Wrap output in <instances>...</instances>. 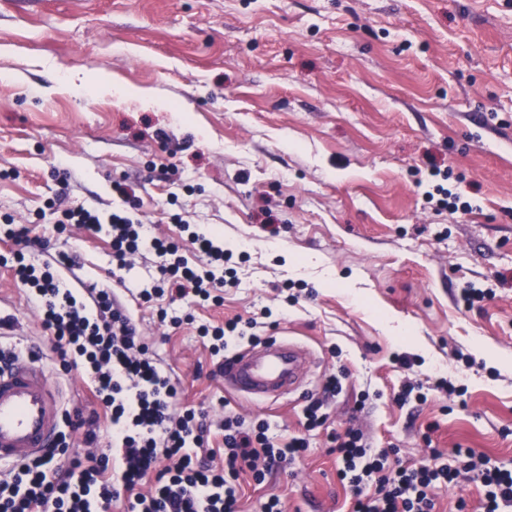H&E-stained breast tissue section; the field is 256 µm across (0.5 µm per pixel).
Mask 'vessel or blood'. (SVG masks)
<instances>
[{"instance_id": "obj_1", "label": "vessel or blood", "mask_w": 512, "mask_h": 512, "mask_svg": "<svg viewBox=\"0 0 512 512\" xmlns=\"http://www.w3.org/2000/svg\"><path fill=\"white\" fill-rule=\"evenodd\" d=\"M314 363L312 352L286 336H273L232 352L224 361L225 387L263 401L296 393ZM63 420L62 393L51 374L27 352L0 371V465L38 457Z\"/></svg>"}]
</instances>
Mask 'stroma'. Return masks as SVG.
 Wrapping results in <instances>:
<instances>
[{
	"label": "stroma",
	"instance_id": "stroma-1",
	"mask_svg": "<svg viewBox=\"0 0 512 512\" xmlns=\"http://www.w3.org/2000/svg\"><path fill=\"white\" fill-rule=\"evenodd\" d=\"M113 82L132 97L111 95ZM434 165L472 213L428 203ZM1 169L0 219L49 243L30 261L71 253L72 283L112 289L182 403L215 422L264 419L285 441L326 376H342L290 471L241 476V512L273 495L282 512H350L331 440L350 427L408 466L472 448L512 468V370L475 348L512 356V0H0ZM117 181L151 233L185 242L173 221L184 213L223 236L237 286L176 302L183 323L159 327V303L132 294L154 255L113 278L109 237L53 214L118 207ZM488 278L495 297L464 309L461 283ZM0 317V346L53 369L1 265ZM249 317L259 338L313 351L303 394L255 405L225 389L224 356L200 331ZM443 374L465 398L433 390ZM407 381L427 387L425 403L395 402Z\"/></svg>",
	"mask_w": 512,
	"mask_h": 512
}]
</instances>
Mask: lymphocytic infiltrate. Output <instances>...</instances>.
Returning <instances> with one entry per match:
<instances>
[{"label": "lymphocytic infiltrate", "instance_id": "f902f5d3", "mask_svg": "<svg viewBox=\"0 0 512 512\" xmlns=\"http://www.w3.org/2000/svg\"><path fill=\"white\" fill-rule=\"evenodd\" d=\"M64 223L92 233H106L112 245V266L128 268V255L152 251L156 271L143 284L144 302L163 298H215L224 277L223 240L192 234L200 257L189 262L179 246L149 235L145 224L124 209L101 217L85 206L63 210ZM13 241L15 278L29 290L28 299L49 333L51 349L63 370L83 368L102 413L68 414L51 448L35 459L0 473V512H108L125 499V512H239V479L252 473L256 481L283 471L307 451L308 431L320 427L322 401L304 409L306 432L279 443L267 421L249 422L236 413L224 417V464L216 467L198 458L210 427L205 413L181 405L176 384L147 354L134 317L114 307L107 291L92 301L68 288L63 273L68 256L28 263L34 246L27 226L6 230ZM105 426L106 443L96 429ZM340 462L338 476L349 483L352 512H433L434 492L460 477L474 474L485 490L484 512L512 507V469L489 465L470 448L455 449L451 458L432 452L429 460L409 468L392 459L390 450L372 452L355 429L333 435ZM98 445L86 457L74 454L75 442Z\"/></svg>", "mask_w": 512, "mask_h": 512}]
</instances>
